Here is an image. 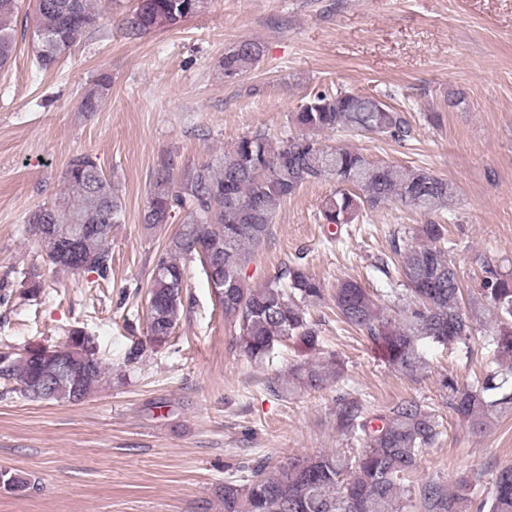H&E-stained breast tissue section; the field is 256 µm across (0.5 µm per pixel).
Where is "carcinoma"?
I'll use <instances>...</instances> for the list:
<instances>
[{
    "label": "carcinoma",
    "mask_w": 512,
    "mask_h": 512,
    "mask_svg": "<svg viewBox=\"0 0 512 512\" xmlns=\"http://www.w3.org/2000/svg\"><path fill=\"white\" fill-rule=\"evenodd\" d=\"M209 0H138L122 19L130 39L157 29L175 28L208 7ZM21 0H0V71L11 64L15 36L11 23ZM33 63L39 70L54 68L59 53L100 28L102 0H36ZM262 45L251 39L238 42L224 54V79L233 81L255 68ZM112 88V75L100 73L82 95L84 112H96ZM376 95L321 91L309 96L294 113L295 125L305 133L274 146L262 134L245 136L224 153L192 167L180 166L169 153L158 161L150 197L141 222L153 229L169 224L176 214L183 220L165 250L156 254L148 290L147 319L151 339L164 343L185 313L186 268L199 263L224 320L236 327L231 345L254 362L274 358V349L292 342L307 352L320 350L319 323L311 310L325 300L323 282L308 268L293 262L259 288L245 280L247 266L270 235L281 203L302 186L320 181L336 183L325 200L321 218L327 224H351L364 209L390 202L414 207L430 217L419 228L425 244L393 246L390 261L377 267L387 279L405 286L403 306L395 316L361 283L344 279L332 299L336 317L366 337L383 361L413 378L425 365L422 346L466 342L478 330L479 312L495 323L491 341L497 349L496 368L461 383L444 377L441 387L448 412L474 432L494 420L512 416V277L484 266L477 304L465 306L457 267L438 243L446 227L433 217L452 212L456 187L426 169L370 160L343 146L322 144L324 131L381 135L395 142L410 137L411 124L403 111ZM68 192L25 217V232L34 224H58L71 234L84 224L98 228L83 234V253L91 261L85 270L105 276L111 269L109 239L112 227L124 219L123 204L112 180L88 153L72 156L65 169ZM205 238L214 251L205 256L198 242ZM45 260L73 274L80 269L57 257V242L37 239ZM63 365L56 369L54 402L79 403L94 392L106 371L79 337L60 346ZM46 368L29 356L0 351V379L12 382V392L42 402L36 392ZM344 365L335 357L305 362L269 381L277 397L299 391H322L344 378ZM336 430L363 443L354 456L320 452L296 456L287 464L259 463L224 479L217 497L224 512H403L404 481L418 459L442 434L436 410L413 398L403 399L379 413H371L363 399L336 388L332 412ZM0 485L11 491L31 488L25 475L0 471ZM424 512H512V466L497 470L490 490L478 497L476 483L467 477L453 487L431 480L418 487Z\"/></svg>",
    "instance_id": "1"
}]
</instances>
